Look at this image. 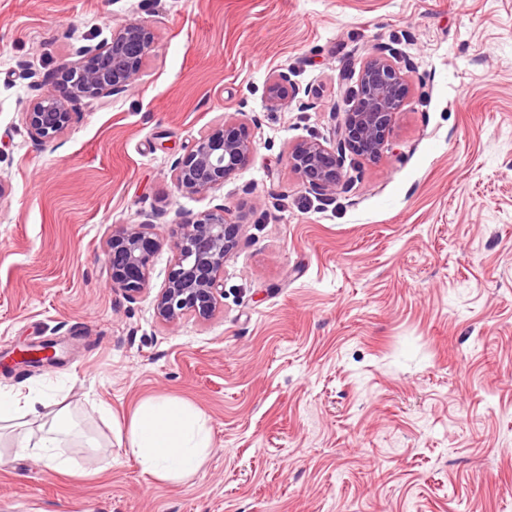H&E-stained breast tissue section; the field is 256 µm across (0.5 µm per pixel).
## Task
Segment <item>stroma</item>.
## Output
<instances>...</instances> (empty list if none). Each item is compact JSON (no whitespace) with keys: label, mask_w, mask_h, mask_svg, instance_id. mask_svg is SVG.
I'll return each mask as SVG.
<instances>
[{"label":"stroma","mask_w":512,"mask_h":512,"mask_svg":"<svg viewBox=\"0 0 512 512\" xmlns=\"http://www.w3.org/2000/svg\"><path fill=\"white\" fill-rule=\"evenodd\" d=\"M124 22L155 36L138 82L35 141L29 105ZM380 50L409 95L378 160L346 155L318 196L286 153L336 146ZM227 115L251 161L178 192ZM0 179V388H43L108 459L75 475L0 445V512H512V0H0ZM219 205L243 229L211 318H157L166 246L148 292L110 285L113 231L166 239ZM44 344L53 364L17 361ZM157 397L206 418L191 482L151 481L112 433ZM286 72L273 73L267 82V99L273 106H287L291 98Z\"/></svg>","instance_id":"stroma-1"}]
</instances>
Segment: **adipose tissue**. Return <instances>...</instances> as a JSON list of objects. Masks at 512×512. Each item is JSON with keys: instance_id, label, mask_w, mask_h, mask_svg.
<instances>
[{"instance_id": "ef3b65f1", "label": "adipose tissue", "mask_w": 512, "mask_h": 512, "mask_svg": "<svg viewBox=\"0 0 512 512\" xmlns=\"http://www.w3.org/2000/svg\"><path fill=\"white\" fill-rule=\"evenodd\" d=\"M48 397L36 389L0 390V424L11 423L12 443L19 451L44 460L59 471L82 473L83 468L62 449L71 435L66 410L47 413ZM203 414L170 398L142 402L130 419L127 452L153 482L180 484L193 479L210 446Z\"/></svg>"}]
</instances>
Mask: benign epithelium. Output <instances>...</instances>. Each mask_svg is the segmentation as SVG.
Here are the masks:
<instances>
[{
    "instance_id": "1",
    "label": "benign epithelium",
    "mask_w": 512,
    "mask_h": 512,
    "mask_svg": "<svg viewBox=\"0 0 512 512\" xmlns=\"http://www.w3.org/2000/svg\"><path fill=\"white\" fill-rule=\"evenodd\" d=\"M154 36L141 22L112 28L109 41L74 49L73 59L60 65L54 88L24 113L32 137L42 144L60 138L73 119L71 106L84 99H101L123 93L138 80ZM288 74L273 73L267 82V99L273 106H286L291 98ZM409 83L389 59L379 52L360 69L355 105L346 113L338 131V147L310 141L288 151L289 165L311 192L326 196L342 180L341 160L350 152L365 159L379 157L397 112L404 106ZM253 140L248 126L224 117L173 167L178 192L206 194L224 186L252 159ZM177 230L169 240L172 265L167 279L154 297L157 317L170 325L192 315L208 319L216 311L224 288V259L235 248L243 225L225 218L220 205L196 217L177 214ZM151 224H128L112 233L105 244L106 263L112 287L129 297L148 290L152 257L161 245ZM23 363L42 365L55 360L52 346L39 353L20 355Z\"/></svg>"
}]
</instances>
